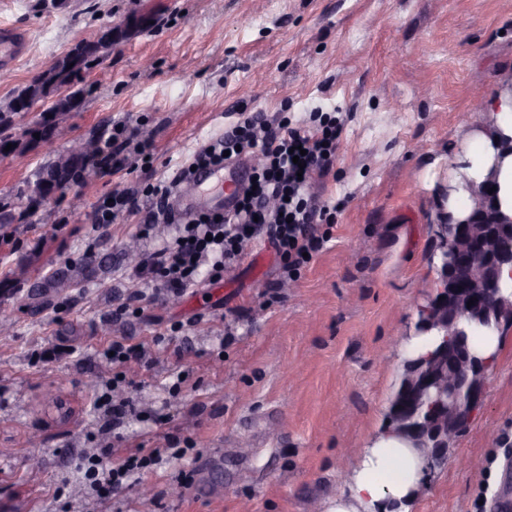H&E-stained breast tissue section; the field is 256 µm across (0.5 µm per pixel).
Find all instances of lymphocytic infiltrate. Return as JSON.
Returning <instances> with one entry per match:
<instances>
[{
	"instance_id": "f902f5d3",
	"label": "lymphocytic infiltrate",
	"mask_w": 512,
	"mask_h": 512,
	"mask_svg": "<svg viewBox=\"0 0 512 512\" xmlns=\"http://www.w3.org/2000/svg\"><path fill=\"white\" fill-rule=\"evenodd\" d=\"M342 123L334 115L314 112L303 124L289 117L267 119L263 114L242 112L233 128L194 153L189 166L181 168L187 177L192 167L219 164L240 155L259 160L251 177L255 188L242 195L231 215H175L170 205L172 184L147 188L145 197L124 190H113L109 201L95 211L96 223L108 225L134 216L139 233L156 224H173L177 230L162 247L146 254L132 271L137 286L132 289L121 314H136L137 302L156 287L164 298H174L198 286L202 270L212 278L222 277L242 257L248 245L270 247L280 260L282 281H294L331 238L328 230L334 217L329 206L312 191L315 182L326 177L336 161ZM148 142L137 127L120 122L101 141L92 171L101 177L127 168L132 157L148 160ZM303 148L301 158L292 151ZM113 379L97 400L104 415L111 417L113 428H120L131 413L128 401L118 398L125 385L123 376L129 366L145 355L142 346L113 337L109 346ZM195 452L192 440L168 436L163 448H115L104 446L89 451L80 462L81 490L85 495L105 502L128 489L134 480L153 473L164 459L182 460Z\"/></svg>"
}]
</instances>
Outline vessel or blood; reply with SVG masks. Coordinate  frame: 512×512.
I'll return each mask as SVG.
<instances>
[{
	"label": "vessel or blood",
	"instance_id": "b4317fda",
	"mask_svg": "<svg viewBox=\"0 0 512 512\" xmlns=\"http://www.w3.org/2000/svg\"><path fill=\"white\" fill-rule=\"evenodd\" d=\"M243 182V175L236 172L220 168L198 170L175 195L173 208L180 214L230 211L234 193Z\"/></svg>",
	"mask_w": 512,
	"mask_h": 512
}]
</instances>
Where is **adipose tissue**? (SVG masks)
Listing matches in <instances>:
<instances>
[{"instance_id": "obj_1", "label": "adipose tissue", "mask_w": 512, "mask_h": 512, "mask_svg": "<svg viewBox=\"0 0 512 512\" xmlns=\"http://www.w3.org/2000/svg\"><path fill=\"white\" fill-rule=\"evenodd\" d=\"M483 119L448 165V217L512 222V74L483 96ZM427 454L386 429L349 465L328 512H411L428 471Z\"/></svg>"}]
</instances>
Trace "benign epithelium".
Segmentation results:
<instances>
[{"label": "benign epithelium", "mask_w": 512, "mask_h": 512, "mask_svg": "<svg viewBox=\"0 0 512 512\" xmlns=\"http://www.w3.org/2000/svg\"><path fill=\"white\" fill-rule=\"evenodd\" d=\"M27 107L60 86L48 67L29 80ZM442 262L437 294L420 309L419 322L440 333L439 345L409 360L411 378L398 405L400 421L448 454L453 438L479 406L488 363L475 357L461 332V320L482 325L512 324V302L501 296L504 269L512 272V223L494 220L438 225ZM474 305L467 306L469 300Z\"/></svg>", "instance_id": "1"}]
</instances>
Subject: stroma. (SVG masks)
I'll return each instance as SVG.
<instances>
[{"label":"stroma","mask_w":512,"mask_h":512,"mask_svg":"<svg viewBox=\"0 0 512 512\" xmlns=\"http://www.w3.org/2000/svg\"><path fill=\"white\" fill-rule=\"evenodd\" d=\"M139 22L103 67L85 73L81 106L51 136L30 132L45 102L1 135L0 512H325L353 455L387 428L405 344L439 278L436 229L446 218L448 157L478 125L474 92L512 70V0H0V28L27 49L0 79L25 86L78 44ZM343 120L333 170L313 190L337 205L332 238L302 277L277 279L273 254L248 247L221 280L118 316L131 286L126 251H153L168 225L136 233V218L101 227L112 189L170 181L240 110ZM140 127L149 166L99 178L89 166L28 210L19 192L80 137L112 122ZM85 199L81 208L71 197ZM73 278L58 293L50 275ZM111 335L145 345L122 392L134 408L113 429L95 406L112 378L100 356ZM183 323L170 336L171 323ZM71 356L36 362L45 344ZM479 409L432 469L415 512H501L512 483V328ZM190 387L172 395L178 373ZM163 419L145 421L144 413ZM120 433L160 448L168 433L198 455L164 462L121 496L77 494L79 457ZM181 470L191 488L177 485ZM69 500L56 497L59 488Z\"/></svg>","instance_id":"stroma-1"}]
</instances>
